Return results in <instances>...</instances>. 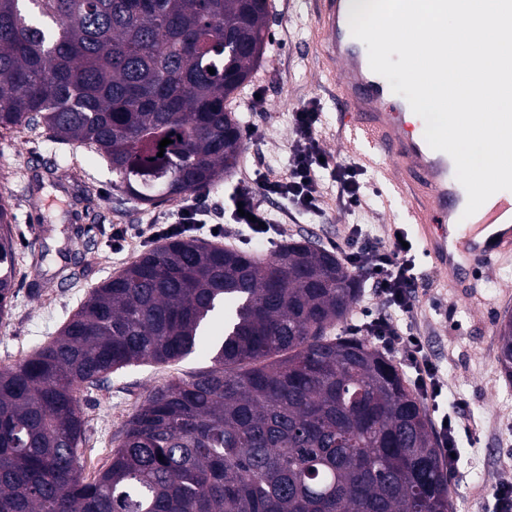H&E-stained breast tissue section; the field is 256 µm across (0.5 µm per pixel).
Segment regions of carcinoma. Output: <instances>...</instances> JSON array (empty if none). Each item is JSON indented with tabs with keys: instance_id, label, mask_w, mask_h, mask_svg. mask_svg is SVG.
Here are the masks:
<instances>
[{
	"instance_id": "carcinoma-1",
	"label": "carcinoma",
	"mask_w": 512,
	"mask_h": 512,
	"mask_svg": "<svg viewBox=\"0 0 512 512\" xmlns=\"http://www.w3.org/2000/svg\"><path fill=\"white\" fill-rule=\"evenodd\" d=\"M268 16V0H0V130L97 151L142 206L197 193L237 165L227 102L266 58ZM16 263L0 195V315ZM360 291L304 239L266 258L188 235L143 252L0 368V512H451L419 396L374 343L332 335ZM498 325L512 382V313ZM201 349L210 364L151 390L83 476L79 388Z\"/></svg>"
}]
</instances>
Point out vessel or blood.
Returning <instances> with one entry per match:
<instances>
[{
    "label": "vessel or blood",
    "mask_w": 512,
    "mask_h": 512,
    "mask_svg": "<svg viewBox=\"0 0 512 512\" xmlns=\"http://www.w3.org/2000/svg\"><path fill=\"white\" fill-rule=\"evenodd\" d=\"M323 36L315 51L335 90L338 136L347 155L366 160L405 206L432 265L455 296L467 295L500 261L512 257V193L500 191L479 221L459 217L467 194L452 158L429 147L423 121H410L407 100L374 73L365 45L346 21V0H313Z\"/></svg>",
    "instance_id": "vessel-or-blood-1"
}]
</instances>
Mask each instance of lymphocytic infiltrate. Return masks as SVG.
Here are the masks:
<instances>
[{
  "mask_svg": "<svg viewBox=\"0 0 512 512\" xmlns=\"http://www.w3.org/2000/svg\"><path fill=\"white\" fill-rule=\"evenodd\" d=\"M295 139L290 148L287 166L278 170L261 166L255 168L250 180L239 182L232 196L233 202L242 203V212H231L233 223L245 227L254 237L266 236L276 228L275 219L264 202L279 198L292 206L301 216L323 214L329 197H336L352 210L359 209L368 184L366 166L341 163L326 156L318 132L322 126V112L317 102L297 108L292 114ZM336 186L335 195H328L327 183ZM212 209L196 200L184 201L174 221L151 225L149 238L160 241L200 230L211 221ZM399 225H392L382 244L370 245L371 231L362 224L349 225L344 236V262L368 275L382 305L370 315L365 327L389 349L403 350L405 366L414 374V386L422 398L436 401L442 393L437 378L438 368L424 353L420 341L414 340L410 329L403 323L415 308V250L403 247L398 236Z\"/></svg>",
  "mask_w": 512,
  "mask_h": 512,
  "instance_id": "f902f5d3",
  "label": "lymphocytic infiltrate"
}]
</instances>
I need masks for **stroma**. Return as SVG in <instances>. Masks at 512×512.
<instances>
[{
	"mask_svg": "<svg viewBox=\"0 0 512 512\" xmlns=\"http://www.w3.org/2000/svg\"><path fill=\"white\" fill-rule=\"evenodd\" d=\"M272 42L266 62L238 93L243 122L265 131L244 140L239 162L206 193L211 208L227 207L232 186L255 165H286L293 139L291 112L309 101L324 113L321 144L344 158L337 141L336 100L322 87L314 53L318 32L308 0H269ZM111 169L93 150L52 142L46 131L0 134V195L9 197L16 220L18 276L16 296L0 318V368L25 360L37 345L57 335L92 288L115 275L149 249V224L177 210L174 202L145 208L124 201ZM279 231L274 240L247 239L226 225V245L261 256L291 238L307 237L337 250L346 225L368 224L383 235L387 225L405 221L399 201L369 194L362 208L349 211L330 204L319 216L300 219L276 207ZM131 232L121 250L112 247V227ZM419 303L414 330L439 368L441 411L467 417L470 433L459 439L460 461L449 474L452 512H492L493 495L512 483V382L497 360L495 326L512 311V260L495 266L476 296L453 297L424 253H417ZM198 352L168 364L131 366L108 375L96 387L81 389L85 420V476L110 459L117 438L150 389L208 366Z\"/></svg>",
	"mask_w": 512,
	"mask_h": 512,
	"instance_id": "stroma-1",
	"label": "stroma"
}]
</instances>
